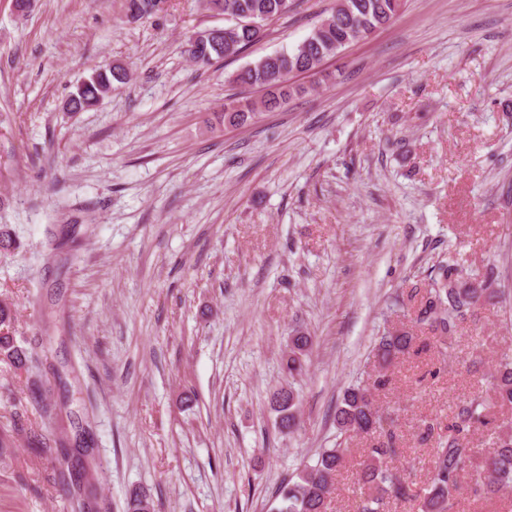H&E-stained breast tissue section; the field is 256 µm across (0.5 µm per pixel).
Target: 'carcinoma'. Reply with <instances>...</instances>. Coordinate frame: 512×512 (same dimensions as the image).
Masks as SVG:
<instances>
[{
    "label": "carcinoma",
    "instance_id": "cac0c4a2",
    "mask_svg": "<svg viewBox=\"0 0 512 512\" xmlns=\"http://www.w3.org/2000/svg\"><path fill=\"white\" fill-rule=\"evenodd\" d=\"M285 0H204V10L229 14L237 22L224 27V42L207 50L193 49L188 43V56L199 67H207L218 59H233L262 37L264 30L249 23H262L287 13ZM401 0H336L333 8L313 28L308 38L291 50L277 51L250 63L229 76V81L240 86L262 87L266 96L258 101L233 99L224 104L218 119L226 127H238L259 118L263 112L283 107L294 93L302 89L288 84L293 73H320L322 64L336 56L352 42L367 38L376 29L389 24L398 14ZM124 68L112 66L92 74L76 88L70 97L72 107L87 111L97 106L112 89L113 83H125ZM495 269L490 267L480 275L465 274L459 270L453 255L438 267L430 278L425 295L415 311L419 332L411 329L387 330L378 336L372 348L375 379L368 384L347 388L343 402L336 413L338 440L334 448H322L314 464H306L297 479L279 490V506L275 512H328V502L337 491L336 475L343 467L344 437L360 435L372 445L364 449L359 483L360 493L356 512H386L392 500H408L417 505L418 512H451L455 496L465 491L475 502L489 499L512 489V428L500 425L488 430L493 423L494 409L512 407V355H502L490 374L493 395L472 394L459 399L448 421V434L430 449V465L419 487L407 481L402 470L394 465L398 448L395 447L394 421L387 419L375 404V391L390 384L387 370L398 359L410 353L436 350L443 359L442 345L456 335L460 324L483 303L496 297ZM10 303L0 301V356L21 368L37 359L38 353L19 344ZM311 344V337L302 333L292 339L283 367L290 375L304 369L303 357ZM296 397L293 390L279 404L278 412L288 422V429L296 426ZM488 433L490 450L482 453L474 446L473 437ZM41 454H56L60 468L58 484L63 491L76 496L81 512L91 507L95 474L84 467L82 481H71L68 468L74 449L65 440L56 447H41Z\"/></svg>",
    "mask_w": 512,
    "mask_h": 512
}]
</instances>
